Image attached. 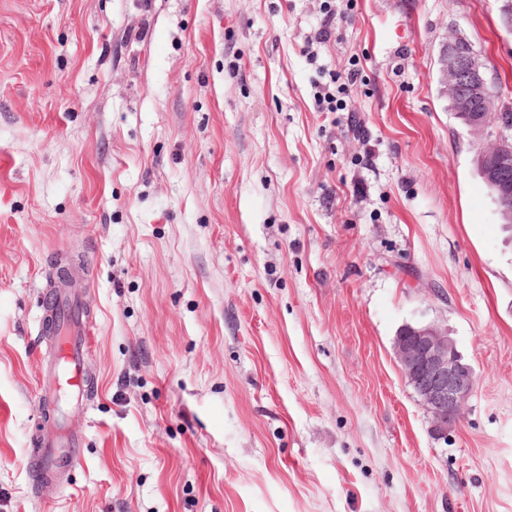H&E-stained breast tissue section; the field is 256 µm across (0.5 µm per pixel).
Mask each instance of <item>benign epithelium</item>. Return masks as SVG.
I'll return each instance as SVG.
<instances>
[{
    "instance_id": "obj_1",
    "label": "benign epithelium",
    "mask_w": 512,
    "mask_h": 512,
    "mask_svg": "<svg viewBox=\"0 0 512 512\" xmlns=\"http://www.w3.org/2000/svg\"><path fill=\"white\" fill-rule=\"evenodd\" d=\"M442 93L453 112H467L471 127L493 139L480 153V174L485 183L503 193H512L506 175L512 172V148L501 131L487 130L489 116L496 112L486 66L463 36L442 47L439 59ZM394 351L400 368L412 386L436 432L448 434L472 394L475 374L463 362L448 327L438 321L406 325L397 334Z\"/></svg>"
}]
</instances>
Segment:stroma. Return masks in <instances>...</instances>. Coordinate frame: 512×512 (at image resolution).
I'll use <instances>...</instances> for the list:
<instances>
[{"label": "stroma", "mask_w": 512, "mask_h": 512, "mask_svg": "<svg viewBox=\"0 0 512 512\" xmlns=\"http://www.w3.org/2000/svg\"><path fill=\"white\" fill-rule=\"evenodd\" d=\"M0 0V512H512V231L448 109L512 0ZM342 110L317 94L344 82ZM84 260L81 463L34 485L41 292ZM476 374L447 437L394 339Z\"/></svg>", "instance_id": "obj_1"}]
</instances>
